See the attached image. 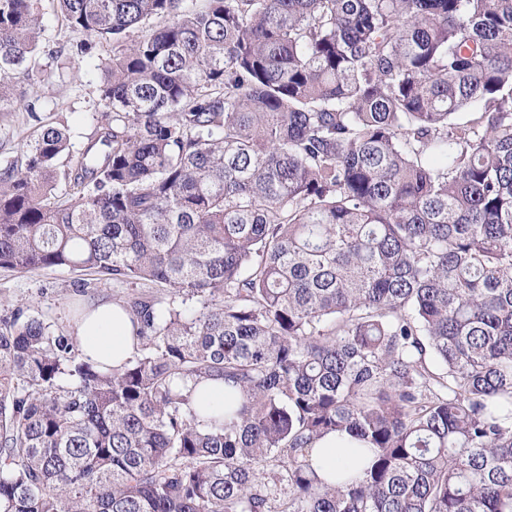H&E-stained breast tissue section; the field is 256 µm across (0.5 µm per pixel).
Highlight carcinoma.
I'll list each match as a JSON object with an SVG mask.
<instances>
[{
    "label": "carcinoma",
    "instance_id": "carcinoma-1",
    "mask_svg": "<svg viewBox=\"0 0 512 512\" xmlns=\"http://www.w3.org/2000/svg\"><path fill=\"white\" fill-rule=\"evenodd\" d=\"M56 2L106 131L0 168V268L162 293L110 368L0 319V512H512V0ZM41 35L0 0V112ZM224 396V383L220 381H207L198 388V400L214 411L224 410ZM362 447L361 442L346 432L327 435L313 445L312 468L320 479L335 481L337 471L358 465L357 448Z\"/></svg>",
    "mask_w": 512,
    "mask_h": 512
}]
</instances>
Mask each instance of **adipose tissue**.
I'll list each match as a JSON object with an SVG mask.
<instances>
[{
	"mask_svg": "<svg viewBox=\"0 0 512 512\" xmlns=\"http://www.w3.org/2000/svg\"><path fill=\"white\" fill-rule=\"evenodd\" d=\"M77 341L91 362L104 367L119 364L132 350L130 318L112 301H101L79 323ZM359 446L350 434L327 435L313 445L312 468L320 479L335 481L337 471L357 466Z\"/></svg>",
	"mask_w": 512,
	"mask_h": 512,
	"instance_id": "adipose-tissue-1",
	"label": "adipose tissue"
}]
</instances>
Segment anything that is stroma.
Instances as JSON below:
<instances>
[{
  "mask_svg": "<svg viewBox=\"0 0 512 512\" xmlns=\"http://www.w3.org/2000/svg\"><path fill=\"white\" fill-rule=\"evenodd\" d=\"M42 38L53 55H42L34 80L19 84L25 108L0 112V167L24 160L30 141L43 126H68L71 153L80 156L104 123L98 109L99 74L96 66L105 54L96 48L88 55L71 53L72 33L61 25L51 0H41ZM79 276L65 267L30 273L0 268V317L36 316L51 332L70 330L75 313L85 298L76 285Z\"/></svg>",
  "mask_w": 512,
  "mask_h": 512,
  "instance_id": "obj_1",
  "label": "stroma"
}]
</instances>
